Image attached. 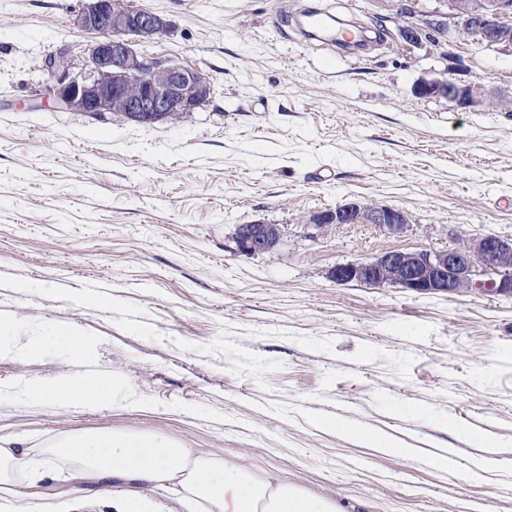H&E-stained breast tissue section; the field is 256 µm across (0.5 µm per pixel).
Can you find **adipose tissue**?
<instances>
[{
    "label": "adipose tissue",
    "instance_id": "adipose-tissue-1",
    "mask_svg": "<svg viewBox=\"0 0 512 512\" xmlns=\"http://www.w3.org/2000/svg\"><path fill=\"white\" fill-rule=\"evenodd\" d=\"M13 330V323L0 317V356H85V338L75 329L49 327L19 352L12 346ZM25 397L42 406L126 400L122 386L104 372L32 384ZM49 454L73 465L75 478L94 479L97 487L90 492L76 489L66 500L46 501L44 512H98L105 503L113 512H337L331 500L288 483L278 472L255 476L242 464L187 447L158 431L72 432L60 437ZM18 471L33 483L43 477L25 438L0 437L1 495L11 496L12 477Z\"/></svg>",
    "mask_w": 512,
    "mask_h": 512
}]
</instances>
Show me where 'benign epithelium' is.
Returning a JSON list of instances; mask_svg holds the SVG:
<instances>
[{
  "mask_svg": "<svg viewBox=\"0 0 512 512\" xmlns=\"http://www.w3.org/2000/svg\"><path fill=\"white\" fill-rule=\"evenodd\" d=\"M81 32L104 35L76 59L67 52L46 62L47 92L55 108L99 122L122 118L138 125L176 120L207 104L210 81L200 72L165 59H153L135 48L166 32V18L154 10L133 9L122 0H90L73 20ZM429 27L441 34L472 37L512 54V0H448V21ZM422 97L444 98L466 111L512 112L506 97L476 80L458 84L425 80ZM309 224H375L397 235L409 223L404 209L349 203L312 215ZM276 224H241L237 251L245 256L269 252L280 242ZM339 284L388 285L416 294L481 292L512 295V237L485 235L446 250L386 251L369 261L336 265Z\"/></svg>",
  "mask_w": 512,
  "mask_h": 512,
  "instance_id": "1",
  "label": "benign epithelium"
}]
</instances>
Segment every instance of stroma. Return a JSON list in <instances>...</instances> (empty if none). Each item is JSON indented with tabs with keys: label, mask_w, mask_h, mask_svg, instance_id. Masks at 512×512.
I'll use <instances>...</instances> for the list:
<instances>
[{
	"label": "stroma",
	"mask_w": 512,
	"mask_h": 512,
	"mask_svg": "<svg viewBox=\"0 0 512 512\" xmlns=\"http://www.w3.org/2000/svg\"><path fill=\"white\" fill-rule=\"evenodd\" d=\"M126 2L169 20L139 49L204 74L206 106L151 126L36 106L45 56L91 41L72 25L87 0H0V316L22 343L49 325L88 343L80 363L0 357V436L38 451L74 430L162 431L278 469L339 512H512V296L331 277L386 250L512 236V112L414 93L437 77L510 96L512 56L470 38L407 43L400 27L444 0ZM317 3L381 22V41L303 40L295 22ZM352 202L405 209L410 224L392 236L307 222ZM256 221L281 240L241 255L236 227ZM96 370L130 403L23 397ZM357 428L412 454L370 448ZM443 449L455 473L430 465ZM487 456L496 470L466 479Z\"/></svg>",
	"instance_id": "obj_1"
}]
</instances>
